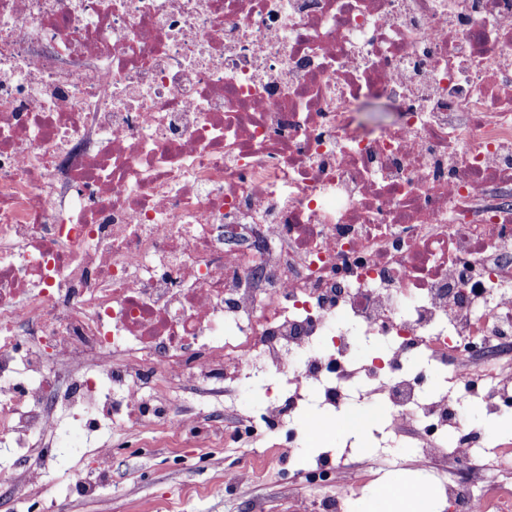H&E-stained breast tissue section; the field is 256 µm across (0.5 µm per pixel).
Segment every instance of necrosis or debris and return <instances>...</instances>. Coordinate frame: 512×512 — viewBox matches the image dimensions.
Segmentation results:
<instances>
[{"label": "necrosis or debris", "mask_w": 512, "mask_h": 512, "mask_svg": "<svg viewBox=\"0 0 512 512\" xmlns=\"http://www.w3.org/2000/svg\"><path fill=\"white\" fill-rule=\"evenodd\" d=\"M257 375L240 439L361 382L512 512L462 415L512 406V0H0V453L125 401L200 437L170 390Z\"/></svg>", "instance_id": "4bbe7bcc"}]
</instances>
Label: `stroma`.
Listing matches in <instances>:
<instances>
[{"label":"stroma","instance_id":"obj_1","mask_svg":"<svg viewBox=\"0 0 512 512\" xmlns=\"http://www.w3.org/2000/svg\"><path fill=\"white\" fill-rule=\"evenodd\" d=\"M276 380L255 377L221 396L202 390H177L170 400L188 413L223 427L218 449L199 447L193 437L170 438L161 429L130 423L96 432L73 427L62 419L70 448L51 462L44 483L27 498L0 502V512H294L298 505L315 508L335 494V487L310 486L306 461L326 458L346 467L354 478L348 512H392L390 502L375 500L379 485L405 482L427 486L434 512H449L442 479L434 463L414 446L413 431L375 432L364 439L349 436L331 443L287 449L285 433L263 444H245L232 435L238 415L258 416L274 395ZM112 446L111 479L94 498L78 494L76 484L95 464L94 448Z\"/></svg>","mask_w":512,"mask_h":512}]
</instances>
